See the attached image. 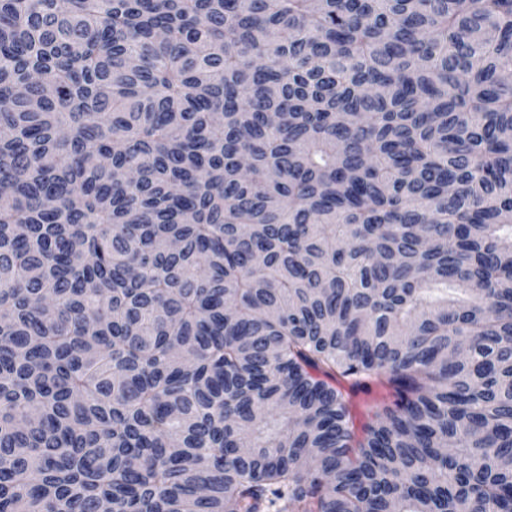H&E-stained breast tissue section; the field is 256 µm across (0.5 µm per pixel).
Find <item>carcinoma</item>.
Masks as SVG:
<instances>
[{
  "instance_id": "obj_1",
  "label": "carcinoma",
  "mask_w": 512,
  "mask_h": 512,
  "mask_svg": "<svg viewBox=\"0 0 512 512\" xmlns=\"http://www.w3.org/2000/svg\"><path fill=\"white\" fill-rule=\"evenodd\" d=\"M106 505L512 512V0H0V512Z\"/></svg>"
}]
</instances>
